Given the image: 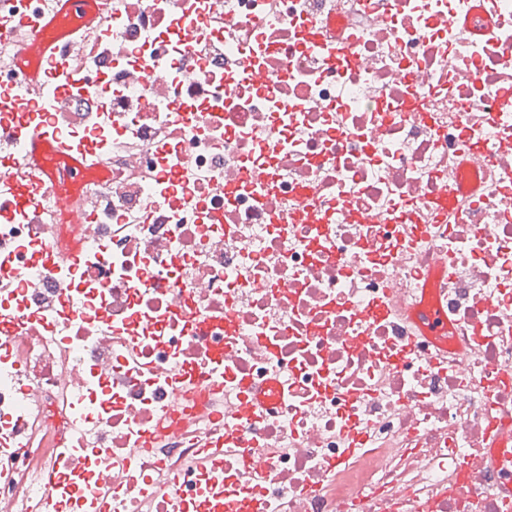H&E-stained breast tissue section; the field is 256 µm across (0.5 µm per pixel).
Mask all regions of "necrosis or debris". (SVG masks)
Masks as SVG:
<instances>
[{
	"mask_svg": "<svg viewBox=\"0 0 512 512\" xmlns=\"http://www.w3.org/2000/svg\"><path fill=\"white\" fill-rule=\"evenodd\" d=\"M359 4L114 0L0 94V165L42 118L101 156L52 232L0 206V512L51 474L64 512H512V0L483 42L472 0ZM178 373L290 389L256 415Z\"/></svg>",
	"mask_w": 512,
	"mask_h": 512,
	"instance_id": "1",
	"label": "necrosis or debris"
}]
</instances>
